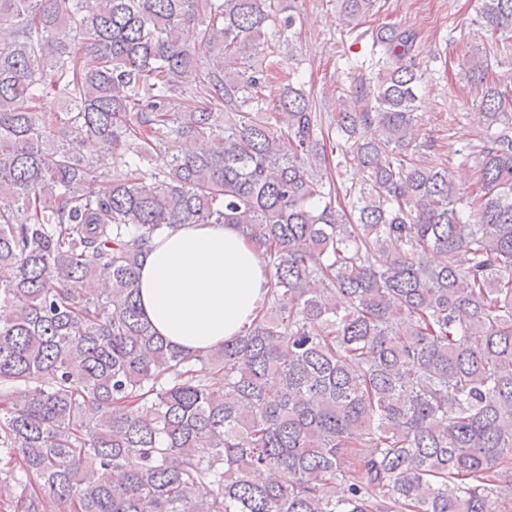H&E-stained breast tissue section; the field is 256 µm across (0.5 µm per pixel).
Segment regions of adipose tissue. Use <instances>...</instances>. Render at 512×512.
I'll return each mask as SVG.
<instances>
[{"instance_id": "1", "label": "adipose tissue", "mask_w": 512, "mask_h": 512, "mask_svg": "<svg viewBox=\"0 0 512 512\" xmlns=\"http://www.w3.org/2000/svg\"><path fill=\"white\" fill-rule=\"evenodd\" d=\"M270 272L233 224H185L155 237L140 268V304L154 330L195 353L240 336Z\"/></svg>"}]
</instances>
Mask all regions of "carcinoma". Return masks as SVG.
Segmentation results:
<instances>
[{
    "mask_svg": "<svg viewBox=\"0 0 512 512\" xmlns=\"http://www.w3.org/2000/svg\"><path fill=\"white\" fill-rule=\"evenodd\" d=\"M295 3L0 0V512L512 503V88L476 52L460 67L482 130L448 144L477 159L465 193L413 143L404 24L372 31V76L328 129L299 78L267 101L280 60L251 61ZM380 3L341 9L357 28ZM476 23L512 41V0ZM174 92L203 107L170 111ZM180 224L237 225L272 271L244 334L197 354L139 304Z\"/></svg>",
    "mask_w": 512,
    "mask_h": 512,
    "instance_id": "carcinoma-1",
    "label": "carcinoma"
}]
</instances>
